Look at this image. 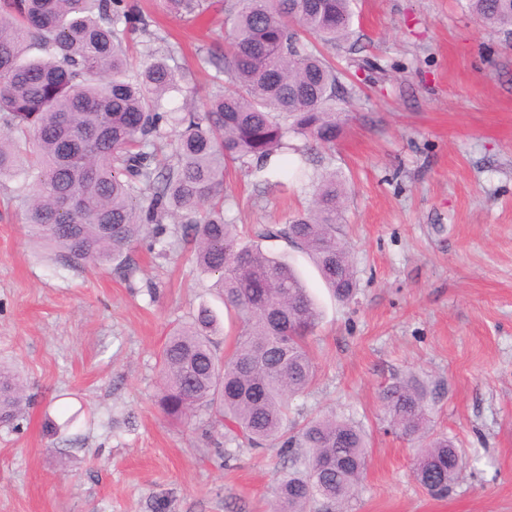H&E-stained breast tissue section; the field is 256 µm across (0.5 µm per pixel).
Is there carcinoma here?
I'll use <instances>...</instances> for the list:
<instances>
[{
  "label": "carcinoma",
  "mask_w": 512,
  "mask_h": 512,
  "mask_svg": "<svg viewBox=\"0 0 512 512\" xmlns=\"http://www.w3.org/2000/svg\"><path fill=\"white\" fill-rule=\"evenodd\" d=\"M204 2L166 5L193 18ZM351 2L224 0V82L202 105L170 112L166 104L188 73L163 58L134 69L124 44L147 22L133 21L125 0H0V178H22L21 194L35 182L24 223L71 268L112 263L121 270L126 249L159 239L165 220L177 218L176 232L193 243L196 265L217 276L238 327L222 356L208 307L171 328L159 360L158 407L183 423L204 409L239 447L282 448L288 471L271 512H307L318 500L341 504L366 471V436L348 420L324 415L288 433L291 400L315 379L309 338L320 313L295 269L261 244L296 246L336 300L351 302L357 280L338 235L345 189L336 174L322 176L311 206L243 245L224 217V185L237 164L270 182L272 158L294 135L336 141L344 89L310 37L345 40ZM467 2L486 30L512 32V0ZM33 47L44 55L29 57ZM171 125L178 138L168 156L159 143ZM144 186L151 190L145 206ZM430 399L412 375L380 393L384 415L410 438L430 429ZM28 405L19 373L0 365V424L12 425ZM464 466V451L441 435L421 450L415 478L445 498Z\"/></svg>",
  "instance_id": "1"
}]
</instances>
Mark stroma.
I'll use <instances>...</instances> for the list:
<instances>
[{
	"instance_id": "35a3bbf8",
	"label": "stroma",
	"mask_w": 512,
	"mask_h": 512,
	"mask_svg": "<svg viewBox=\"0 0 512 512\" xmlns=\"http://www.w3.org/2000/svg\"><path fill=\"white\" fill-rule=\"evenodd\" d=\"M150 21L131 51L164 56L190 76L172 99L203 101L223 54L224 0L183 19L162 0H126ZM347 40L323 47L344 75L342 132L310 152L309 178L264 186L231 171L225 217L250 230L284 223L333 172L344 182L338 232L358 291L337 302L299 250L295 263L321 309L310 340L316 378L290 419L335 413L366 432L358 492L331 512H512V33L487 32L466 0H354ZM18 183L0 181V363L33 403L0 426V512H269L287 460L238 448L206 415L167 421L154 404L168 330L199 305L226 320L214 276L190 244L128 251L133 269L68 268L31 241ZM432 387L434 430L467 465L447 498L413 474L418 442L385 419L393 378Z\"/></svg>"
}]
</instances>
